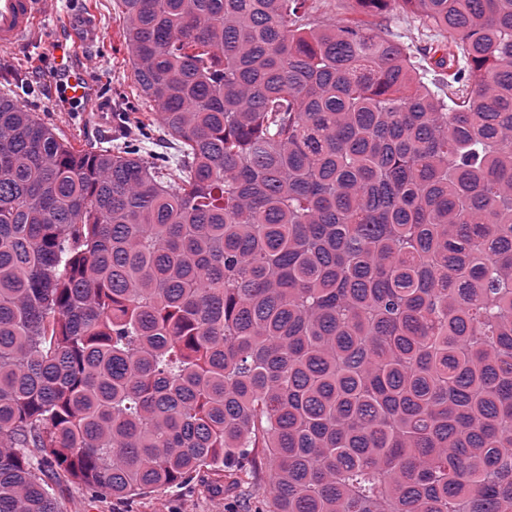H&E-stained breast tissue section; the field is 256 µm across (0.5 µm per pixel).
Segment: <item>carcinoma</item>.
<instances>
[{"instance_id": "carcinoma-1", "label": "carcinoma", "mask_w": 512, "mask_h": 512, "mask_svg": "<svg viewBox=\"0 0 512 512\" xmlns=\"http://www.w3.org/2000/svg\"><path fill=\"white\" fill-rule=\"evenodd\" d=\"M307 2L117 0L137 142L0 95V512L255 448L267 512H512V0ZM314 5L319 8L318 14L336 17V20L351 17L354 10L358 8L354 0H325ZM380 18L382 19V28L385 30L398 33L402 36L403 40L410 38L420 41L424 45L430 38L433 37L435 32H427V36H421L414 27L409 25L410 11L401 2L392 3L390 7L381 11Z\"/></svg>"}]
</instances>
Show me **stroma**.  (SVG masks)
Masks as SVG:
<instances>
[{
    "label": "stroma",
    "mask_w": 512,
    "mask_h": 512,
    "mask_svg": "<svg viewBox=\"0 0 512 512\" xmlns=\"http://www.w3.org/2000/svg\"><path fill=\"white\" fill-rule=\"evenodd\" d=\"M98 20L100 35L94 46H80L76 59L95 82L94 95L112 101V123L100 121L93 106L65 109L46 94L54 80L41 70L40 62L49 53L57 35V25L72 8L70 0H50L40 21L41 41L31 49L0 53V90L15 78H23L32 93L23 100L57 134L76 149H99L136 137L137 120L127 109L128 98L137 92L132 62L123 47V20L116 0H86ZM268 480L262 449H255L240 472L236 485L216 492L211 473L200 472L186 485L150 494L115 500L97 496L84 485L57 475L51 478L59 512H264L267 502L262 488Z\"/></svg>",
    "instance_id": "35a3bbf8"
}]
</instances>
